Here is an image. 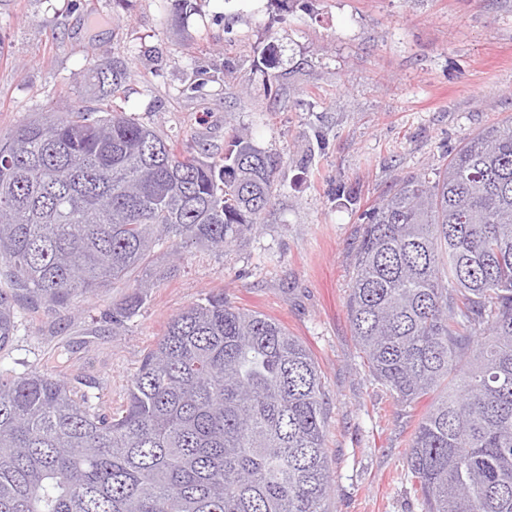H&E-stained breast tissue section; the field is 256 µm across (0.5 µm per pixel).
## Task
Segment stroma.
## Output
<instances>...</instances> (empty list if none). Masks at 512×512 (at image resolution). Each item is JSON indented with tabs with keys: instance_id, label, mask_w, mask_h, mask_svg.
Returning <instances> with one entry per match:
<instances>
[{
	"instance_id": "obj_1",
	"label": "stroma",
	"mask_w": 512,
	"mask_h": 512,
	"mask_svg": "<svg viewBox=\"0 0 512 512\" xmlns=\"http://www.w3.org/2000/svg\"><path fill=\"white\" fill-rule=\"evenodd\" d=\"M126 63L123 108L186 154L235 131L280 160L256 229L224 248H156L134 280L68 309L16 306L0 368L126 402L171 317L212 294L272 317L323 373L330 512H424L406 453L424 404L370 375L347 315L362 214L512 119V0H0V138L97 107L94 66Z\"/></svg>"
}]
</instances>
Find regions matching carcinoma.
<instances>
[{
    "label": "carcinoma",
    "instance_id": "cac0c4a2",
    "mask_svg": "<svg viewBox=\"0 0 512 512\" xmlns=\"http://www.w3.org/2000/svg\"><path fill=\"white\" fill-rule=\"evenodd\" d=\"M0 140V351L21 300L68 308L169 243L254 228L278 159L236 134L203 161L118 105ZM348 320L372 375L428 401L406 455L425 512H512V121L373 209ZM322 371L275 320L213 294L169 320L120 412L64 378L0 372V512H329Z\"/></svg>",
    "mask_w": 512,
    "mask_h": 512
}]
</instances>
